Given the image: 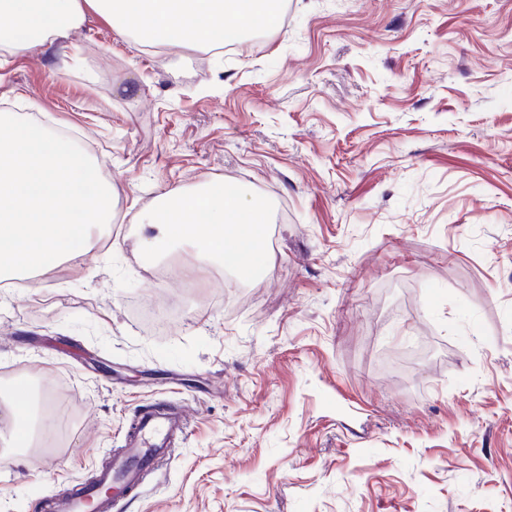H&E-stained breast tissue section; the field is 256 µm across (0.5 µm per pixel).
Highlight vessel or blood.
I'll return each instance as SVG.
<instances>
[{"instance_id":"vessel-or-blood-1","label":"vessel or blood","mask_w":512,"mask_h":512,"mask_svg":"<svg viewBox=\"0 0 512 512\" xmlns=\"http://www.w3.org/2000/svg\"><path fill=\"white\" fill-rule=\"evenodd\" d=\"M188 410L158 405L135 417L125 435V448L102 467L93 482L78 483L54 493L41 504L42 512H118L135 496L149 473L170 460L169 441L185 430Z\"/></svg>"}]
</instances>
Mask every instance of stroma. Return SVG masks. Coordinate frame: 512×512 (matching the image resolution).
<instances>
[{"label": "stroma", "instance_id": "stroma-1", "mask_svg": "<svg viewBox=\"0 0 512 512\" xmlns=\"http://www.w3.org/2000/svg\"><path fill=\"white\" fill-rule=\"evenodd\" d=\"M233 55L93 16L0 49V108L72 130L117 189L83 260L0 288V379L55 415L0 456V512L189 407L122 512H512V0H288ZM270 209L252 282L142 250L165 193Z\"/></svg>", "mask_w": 512, "mask_h": 512}]
</instances>
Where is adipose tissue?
<instances>
[{"label": "adipose tissue", "instance_id": "1", "mask_svg": "<svg viewBox=\"0 0 512 512\" xmlns=\"http://www.w3.org/2000/svg\"><path fill=\"white\" fill-rule=\"evenodd\" d=\"M255 0H0V49L65 48L88 17L98 15L118 31L136 22L137 35L155 46L202 43L223 45L239 39L240 21L252 16L277 22L275 13H254ZM149 229L140 243L161 253L185 240H197L205 258L227 265L244 281L257 278L267 264L263 237L266 209L237 186L208 185L187 193L174 191L142 218ZM29 382L16 378L1 409L10 425L0 437L5 448L35 445L29 410Z\"/></svg>", "mask_w": 512, "mask_h": 512}]
</instances>
